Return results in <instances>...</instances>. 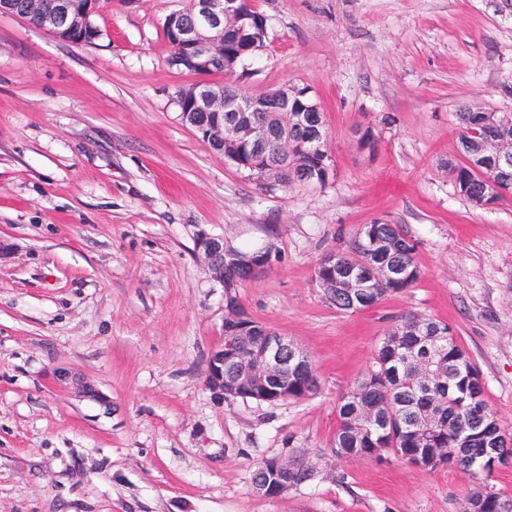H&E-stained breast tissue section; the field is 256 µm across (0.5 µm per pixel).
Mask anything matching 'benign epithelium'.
<instances>
[{
	"label": "benign epithelium",
	"instance_id": "7a95c632",
	"mask_svg": "<svg viewBox=\"0 0 512 512\" xmlns=\"http://www.w3.org/2000/svg\"><path fill=\"white\" fill-rule=\"evenodd\" d=\"M103 0H0V15L26 19L33 26L56 38L77 44H91L98 38L92 17L100 12ZM169 30L172 53L171 65L201 77V81L178 94L182 122L198 134L211 148H232L229 161L238 169L264 182L288 169V113H299V124L314 128L318 135L310 142L309 151L324 152L325 135L322 108L305 91L297 98L287 93L267 92L246 97L236 93L238 87L224 83L220 88L204 80L218 60H237L243 55L260 51L259 31L264 29L262 16L247 13L243 0H191L186 11H176L165 19ZM263 112H276L279 130H274L261 117ZM260 154L264 162L253 163ZM490 163L486 176L485 207L499 204L505 188L512 184V152L499 150L482 155ZM198 248L202 250L211 279L224 284V238L201 234ZM239 343L249 348L242 358L245 369L235 371L234 386L240 391H252L266 382L288 383V376L300 373L311 364V357L297 344L265 329L258 335L234 333L222 337L210 350L205 371V387L212 397L222 402L231 397L224 370L233 365L225 358L226 346ZM288 458L275 462L280 484L255 479L253 493L277 498L288 492Z\"/></svg>",
	"mask_w": 512,
	"mask_h": 512
}]
</instances>
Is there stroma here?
Masks as SVG:
<instances>
[{
  "instance_id": "35a3bbf8",
  "label": "stroma",
  "mask_w": 512,
  "mask_h": 512,
  "mask_svg": "<svg viewBox=\"0 0 512 512\" xmlns=\"http://www.w3.org/2000/svg\"><path fill=\"white\" fill-rule=\"evenodd\" d=\"M253 3L265 47L232 79L309 88L334 163L325 187L262 184L182 123L177 93L197 77L169 65L163 23L189 0H108L88 45L0 15V512H461L480 487L512 499V464L484 476L330 448L337 398L408 312L448 323L512 433V198L474 207L447 168L459 108L512 112V0ZM374 222L416 240L421 278L338 311L314 271ZM204 233L274 241L279 261L240 299L310 355L317 395L212 399L224 290ZM298 453L311 482L251 492L261 459Z\"/></svg>"
}]
</instances>
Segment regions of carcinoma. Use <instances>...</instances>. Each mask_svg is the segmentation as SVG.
Returning a JSON list of instances; mask_svg holds the SVG:
<instances>
[{
	"mask_svg": "<svg viewBox=\"0 0 512 512\" xmlns=\"http://www.w3.org/2000/svg\"><path fill=\"white\" fill-rule=\"evenodd\" d=\"M464 161L448 164L456 190L475 206L483 203L487 169L474 168L471 146L484 144L483 151L512 147V123L498 122L491 138H485L484 116L465 107L456 113ZM309 128L292 133L291 168L301 169L311 181L326 185V170L316 155L307 152ZM417 243L399 224H364L343 248L327 253L314 273V281L326 303L344 312H357L378 305L385 297L413 287L421 276L416 262ZM396 268L397 278L386 275ZM336 280V287L326 284ZM247 280L244 268L231 266L224 275V302L238 308L239 326L249 335L262 324L242 304L239 288ZM316 373L288 379L278 400H305L319 392ZM481 389V372L458 344L448 324L421 315L407 314L380 337L375 366L355 379L336 405V435L331 451L338 458H375L387 455L407 463L436 469L457 458L458 466L478 474H491L486 448L495 443L499 455L512 459V435L505 432L485 399L473 404L474 391ZM314 476L313 467L297 456L288 473V486L298 487ZM485 499L486 512H495L503 497L491 490L478 491L463 503Z\"/></svg>",
	"mask_w": 512,
	"mask_h": 512,
	"instance_id": "1",
	"label": "carcinoma"
}]
</instances>
